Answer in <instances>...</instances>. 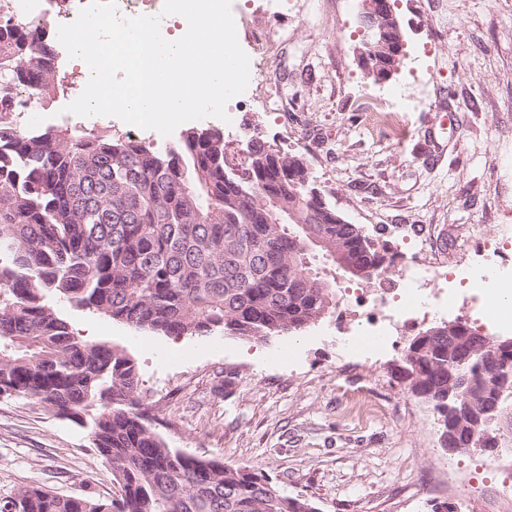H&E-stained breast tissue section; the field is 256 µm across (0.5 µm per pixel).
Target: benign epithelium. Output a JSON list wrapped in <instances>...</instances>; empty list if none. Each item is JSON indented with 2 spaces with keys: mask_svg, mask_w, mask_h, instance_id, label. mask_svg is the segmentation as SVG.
Returning <instances> with one entry per match:
<instances>
[{
  "mask_svg": "<svg viewBox=\"0 0 512 512\" xmlns=\"http://www.w3.org/2000/svg\"><path fill=\"white\" fill-rule=\"evenodd\" d=\"M393 12L389 0H362L361 24L367 33V40L360 49V60L369 74L383 81L396 71L394 62L404 54L402 38L393 40L385 35V19H392Z\"/></svg>",
  "mask_w": 512,
  "mask_h": 512,
  "instance_id": "benign-epithelium-1",
  "label": "benign epithelium"
}]
</instances>
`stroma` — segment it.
Segmentation results:
<instances>
[{
  "label": "stroma",
  "instance_id": "obj_1",
  "mask_svg": "<svg viewBox=\"0 0 512 512\" xmlns=\"http://www.w3.org/2000/svg\"><path fill=\"white\" fill-rule=\"evenodd\" d=\"M266 26L286 37L267 64L284 109L242 98L224 152L254 136L305 159L329 205L394 255V277L419 241L456 277H476L484 244L501 248L498 273L512 282V0H396L408 55L386 81L359 60L360 0H266ZM410 105L396 140L374 113L393 96ZM56 99L39 126L76 123L128 135L113 116L77 117ZM31 128L29 113L18 116ZM374 283L336 280V306L296 336L169 337L88 313L54 310L82 339L123 349L136 363L152 429L168 447L264 472L282 493L319 512H430L431 501L494 512L512 492V469L495 453L448 454L430 403L391 376L409 341L448 322L429 312L364 361L343 353L386 310ZM36 483L63 496L110 500L118 490L87 430L28 397L0 398V498Z\"/></svg>",
  "mask_w": 512,
  "mask_h": 512
}]
</instances>
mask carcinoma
<instances>
[{
	"label": "carcinoma",
	"mask_w": 512,
	"mask_h": 512,
	"mask_svg": "<svg viewBox=\"0 0 512 512\" xmlns=\"http://www.w3.org/2000/svg\"><path fill=\"white\" fill-rule=\"evenodd\" d=\"M0 0V396L36 399L89 429L118 494L101 502L40 485L0 500V512H310L254 469L168 447L148 424L134 360L75 335L50 300H66L164 336L224 333L257 341L295 335L335 301L345 277L371 281L387 253L356 224L314 201L306 162L251 140L245 178L226 166L224 132L189 129L164 153L130 136L77 125L23 130L15 116L65 97L71 82L44 23H14ZM312 238L326 248L311 253ZM411 394L437 414L441 436L473 448L512 350L469 325L427 335L406 355ZM464 378L448 410L449 375Z\"/></svg>",
	"instance_id": "obj_1"
}]
</instances>
